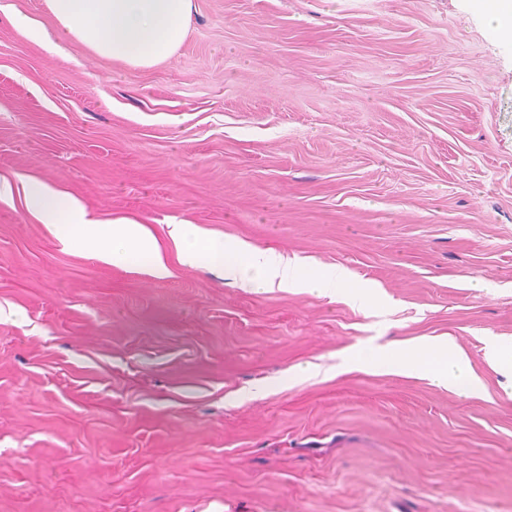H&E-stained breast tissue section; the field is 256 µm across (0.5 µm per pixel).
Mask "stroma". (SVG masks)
<instances>
[{
  "label": "stroma",
  "mask_w": 512,
  "mask_h": 512,
  "mask_svg": "<svg viewBox=\"0 0 512 512\" xmlns=\"http://www.w3.org/2000/svg\"><path fill=\"white\" fill-rule=\"evenodd\" d=\"M0 0V177L143 224L153 276L0 201V512H512V45L471 0H194L132 70ZM342 269L188 267L169 225ZM452 339L473 396L356 364Z\"/></svg>",
  "instance_id": "obj_1"
}]
</instances>
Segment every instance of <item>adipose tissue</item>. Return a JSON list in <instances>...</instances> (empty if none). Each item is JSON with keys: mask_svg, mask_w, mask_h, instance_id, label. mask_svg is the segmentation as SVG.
<instances>
[{"mask_svg": "<svg viewBox=\"0 0 512 512\" xmlns=\"http://www.w3.org/2000/svg\"><path fill=\"white\" fill-rule=\"evenodd\" d=\"M47 6L61 36L84 43L97 56L133 70H147L181 48L188 36L194 0H47ZM18 192L42 223L57 225L63 245L80 246L116 264L134 260L156 277L169 276L157 243L143 225L125 219L100 221L78 198L42 180L0 178L1 201ZM170 236L181 264L218 268L225 277L253 288L303 289L332 296L343 283L342 277L332 272L303 276L292 260L275 250L216 240L194 224L172 225ZM357 361L416 374L465 396L475 394L481 386L466 354L450 341L436 345L430 360L406 359L387 350L376 358L358 355Z\"/></svg>", "mask_w": 512, "mask_h": 512, "instance_id": "adipose-tissue-1", "label": "adipose tissue"}]
</instances>
